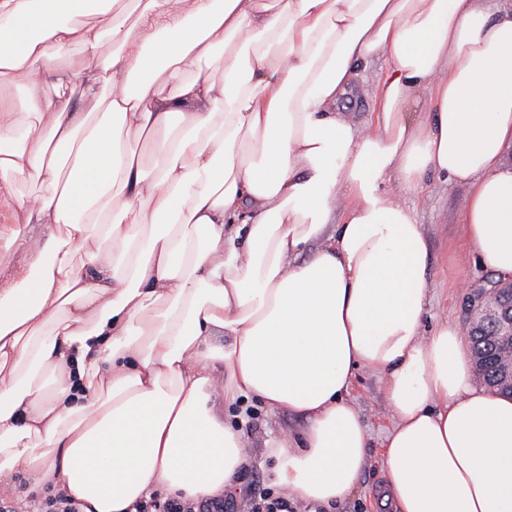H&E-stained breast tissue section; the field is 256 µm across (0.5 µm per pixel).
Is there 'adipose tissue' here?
<instances>
[{"label": "adipose tissue", "instance_id": "obj_1", "mask_svg": "<svg viewBox=\"0 0 512 512\" xmlns=\"http://www.w3.org/2000/svg\"><path fill=\"white\" fill-rule=\"evenodd\" d=\"M372 56L361 132L340 101ZM431 172L512 276V19L479 0H0V493L23 467L79 512L218 497L256 460L222 407L255 397L305 418L263 453L329 512L366 465V369L382 506L512 512V399L423 328L430 242L391 187ZM382 61L374 59L360 60L356 63V69L360 74L366 93L362 92L351 102L343 104L355 114L363 128H368L375 122V116L379 112L378 99L375 96V86L380 72ZM349 399L361 409L369 435L367 466L358 480L356 493L339 511L392 512L381 507L387 465L383 456L384 440L392 424V412L383 397L382 385L371 373L357 372Z\"/></svg>", "mask_w": 512, "mask_h": 512}]
</instances>
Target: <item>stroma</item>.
I'll return each mask as SVG.
<instances>
[{
    "instance_id": "35a3bbf8",
    "label": "stroma",
    "mask_w": 512,
    "mask_h": 512,
    "mask_svg": "<svg viewBox=\"0 0 512 512\" xmlns=\"http://www.w3.org/2000/svg\"><path fill=\"white\" fill-rule=\"evenodd\" d=\"M380 67L381 63L376 59L356 64L365 90L349 102L348 109L365 128L373 125L379 110L375 86ZM397 194L415 209L431 243V303L424 317L425 328H433L442 321L464 327L471 293L495 277L478 254L462 246L459 216L467 203L466 187L430 174L425 177L421 189L401 188ZM349 398L362 411L369 435V450L367 466L358 480L357 490L343 505L342 512H385L380 504L387 475L383 447L386 432L392 424V412L377 377L363 370L358 372ZM224 419L232 424L243 423L257 451L262 450L267 438L299 431L304 423L299 415L285 411L271 415L263 402L253 398L226 407ZM278 495V490L270 483L267 469L256 462L245 469L241 490L231 493L229 499L235 504V512H253L261 499H274Z\"/></svg>"
}]
</instances>
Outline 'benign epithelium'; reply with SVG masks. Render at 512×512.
I'll use <instances>...</instances> for the list:
<instances>
[{
  "label": "benign epithelium",
  "instance_id": "obj_1",
  "mask_svg": "<svg viewBox=\"0 0 512 512\" xmlns=\"http://www.w3.org/2000/svg\"><path fill=\"white\" fill-rule=\"evenodd\" d=\"M494 303L487 304L488 295ZM466 331L480 341L512 346V277L508 282H488L474 293L467 312Z\"/></svg>",
  "mask_w": 512,
  "mask_h": 512
}]
</instances>
